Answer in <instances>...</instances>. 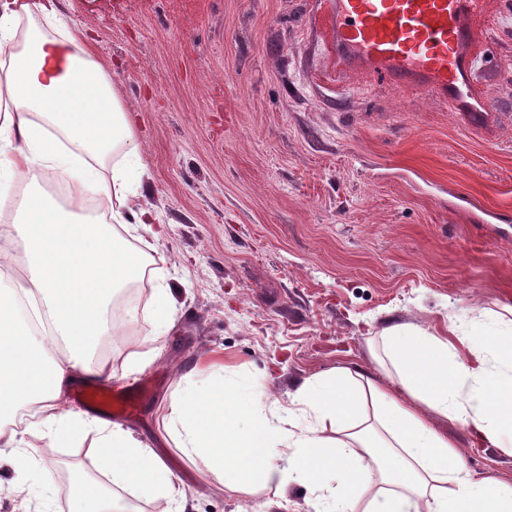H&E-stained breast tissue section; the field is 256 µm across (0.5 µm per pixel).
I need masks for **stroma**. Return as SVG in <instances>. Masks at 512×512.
Masks as SVG:
<instances>
[{
    "label": "stroma",
    "mask_w": 512,
    "mask_h": 512,
    "mask_svg": "<svg viewBox=\"0 0 512 512\" xmlns=\"http://www.w3.org/2000/svg\"><path fill=\"white\" fill-rule=\"evenodd\" d=\"M312 0H61L141 142L158 213L152 273L172 286L176 322L147 368L150 396L123 423L165 459L186 512H280L270 490H215L164 430L162 403L203 358L227 380L289 406L295 388L343 366L388 384L367 340L407 324L441 333L495 326L512 306V0H481L472 26V126L438 100L343 74L309 22ZM130 349L150 351V299L124 310ZM433 425L465 465L512 483V455L469 448L460 425ZM32 489L55 476L41 512H67L74 458L90 441L46 437Z\"/></svg>",
    "instance_id": "1"
}]
</instances>
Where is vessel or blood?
Here are the masks:
<instances>
[{"instance_id": "b4317fda", "label": "vessel or blood", "mask_w": 512, "mask_h": 512, "mask_svg": "<svg viewBox=\"0 0 512 512\" xmlns=\"http://www.w3.org/2000/svg\"><path fill=\"white\" fill-rule=\"evenodd\" d=\"M475 0H319L320 24L349 73L423 90L471 117V48L483 35L468 22ZM146 386L92 383L77 388L81 405L117 420L134 416Z\"/></svg>"}]
</instances>
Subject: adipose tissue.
<instances>
[{"label": "adipose tissue", "instance_id": "ef3b65f1", "mask_svg": "<svg viewBox=\"0 0 512 512\" xmlns=\"http://www.w3.org/2000/svg\"><path fill=\"white\" fill-rule=\"evenodd\" d=\"M0 88V186L60 179L72 200L108 205L106 217L82 220L37 190L13 202L27 276L0 291V447L12 451L14 493L29 504L36 460L26 435L71 443L90 434L99 476L72 474L68 512H130L119 497L128 488L184 512L186 494L154 448L65 400L77 378H127L160 355L128 353L118 372L93 355L115 291L143 280L153 248L127 234L160 221L133 207L123 166L101 172L115 154L138 155L133 120L58 0H0ZM377 342L392 386L339 367L305 380L283 409L260 390L228 385L218 369H197L166 401V423L191 463L226 488L279 493L296 481L313 491L316 512H512V485L468 469L428 422L442 416L466 429L470 447L512 454V336L398 324Z\"/></svg>", "mask_w": 512, "mask_h": 512}]
</instances>
